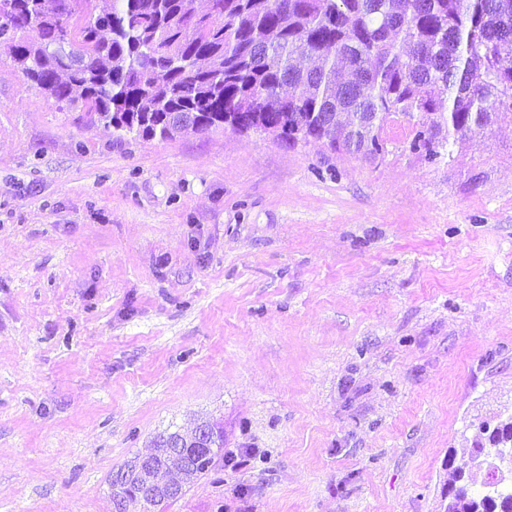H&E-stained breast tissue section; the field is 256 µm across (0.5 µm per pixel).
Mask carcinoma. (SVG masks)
<instances>
[{
	"label": "carcinoma",
	"mask_w": 512,
	"mask_h": 512,
	"mask_svg": "<svg viewBox=\"0 0 512 512\" xmlns=\"http://www.w3.org/2000/svg\"><path fill=\"white\" fill-rule=\"evenodd\" d=\"M0 0V48L58 104L81 102L118 133L171 138L221 126L288 125L331 150L374 157L393 118L421 121L414 147L431 159L452 134L483 130L512 109V0ZM154 465L178 453L185 479L224 460V429L192 444L154 437ZM512 439L471 453L492 457ZM448 484L473 509H512V487ZM127 501L150 506L131 484Z\"/></svg>",
	"instance_id": "1"
}]
</instances>
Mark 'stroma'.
Listing matches in <instances>:
<instances>
[{"mask_svg": "<svg viewBox=\"0 0 512 512\" xmlns=\"http://www.w3.org/2000/svg\"><path fill=\"white\" fill-rule=\"evenodd\" d=\"M414 136H121L0 49V512H116L200 420L233 463L164 512H443L512 408V111Z\"/></svg>", "mask_w": 512, "mask_h": 512, "instance_id": "obj_1", "label": "stroma"}]
</instances>
